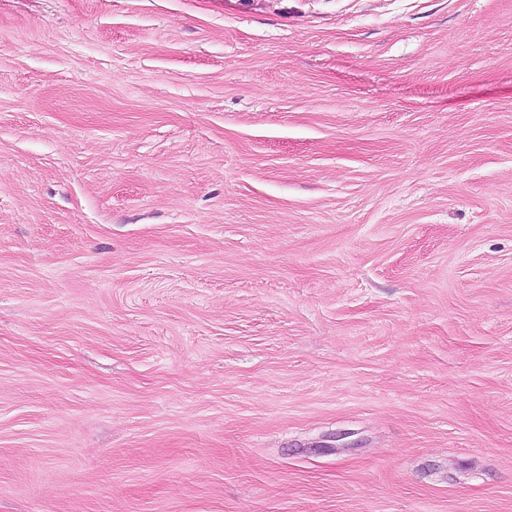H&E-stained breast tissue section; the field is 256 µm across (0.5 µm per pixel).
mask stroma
I'll return each mask as SVG.
<instances>
[{
    "mask_svg": "<svg viewBox=\"0 0 512 512\" xmlns=\"http://www.w3.org/2000/svg\"><path fill=\"white\" fill-rule=\"evenodd\" d=\"M0 512H512V0H0Z\"/></svg>",
    "mask_w": 512,
    "mask_h": 512,
    "instance_id": "stroma-1",
    "label": "stroma"
}]
</instances>
